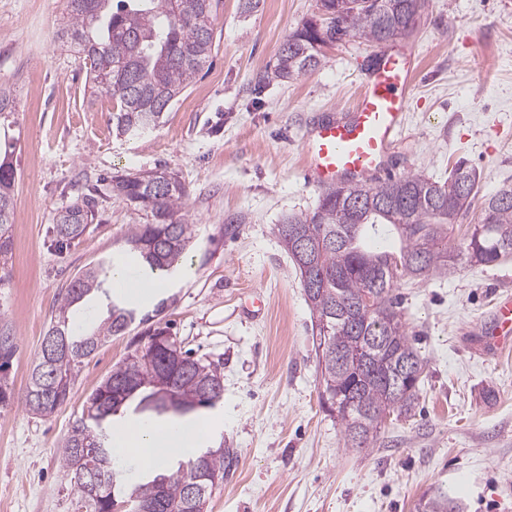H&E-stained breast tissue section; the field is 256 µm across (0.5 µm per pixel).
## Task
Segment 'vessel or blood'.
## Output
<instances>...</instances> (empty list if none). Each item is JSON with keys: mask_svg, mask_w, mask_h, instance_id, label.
<instances>
[{"mask_svg": "<svg viewBox=\"0 0 512 512\" xmlns=\"http://www.w3.org/2000/svg\"><path fill=\"white\" fill-rule=\"evenodd\" d=\"M414 73L412 54L379 52L354 107L346 114L321 119L309 131L304 149L313 183L367 182L384 172L386 158L404 130L407 90ZM490 325V349L512 346L511 295L496 300Z\"/></svg>", "mask_w": 512, "mask_h": 512, "instance_id": "1", "label": "vessel or blood"}]
</instances>
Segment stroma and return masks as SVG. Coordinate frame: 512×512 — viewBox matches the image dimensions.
<instances>
[{
    "label": "stroma",
    "mask_w": 512,
    "mask_h": 512,
    "mask_svg": "<svg viewBox=\"0 0 512 512\" xmlns=\"http://www.w3.org/2000/svg\"><path fill=\"white\" fill-rule=\"evenodd\" d=\"M315 11L316 0L252 9L222 0L212 65L156 129L127 137L112 128L115 100L91 95L84 61L60 38L66 0H0V86L15 98L0 118L15 167L0 323L18 344L14 391L25 390L66 284L118 255L145 221L105 176L164 166L188 190L189 275L139 307L164 304L158 319L183 349L224 368V396L203 412L214 423L205 445L234 449L236 461L207 512H417L438 493L457 512H512V350L488 354L479 341L496 298L512 293V258L473 266L461 257L448 276L399 287L426 366L411 415L388 419L373 447L345 448L320 404L311 312L275 226L316 207L305 137L317 116L353 104L378 49L349 37L315 70L272 77L280 46ZM394 47L415 53L416 75L389 172L443 179L463 158L481 194L512 184V0H427ZM88 193L94 222L82 239L58 243L57 215ZM142 331L131 325L86 359L51 417L0 408V512H79L61 443Z\"/></svg>",
    "instance_id": "obj_1"
}]
</instances>
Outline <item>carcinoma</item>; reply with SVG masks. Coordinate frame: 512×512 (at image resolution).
<instances>
[{"label": "carcinoma", "mask_w": 512, "mask_h": 512, "mask_svg": "<svg viewBox=\"0 0 512 512\" xmlns=\"http://www.w3.org/2000/svg\"><path fill=\"white\" fill-rule=\"evenodd\" d=\"M221 0H67L66 43L91 60L96 94L117 102L112 127L139 136L155 129L173 101L211 64L215 51L213 13ZM426 0H317L318 15L292 32L280 48L273 75L299 77L321 64L324 49L349 36L374 46L414 32ZM112 195L137 208L146 223L128 231L122 258L146 274L170 275L180 268L192 225L182 213L186 186L163 167L111 176ZM14 168L10 147L0 149V266L11 258L8 235L14 215ZM474 168L458 161L448 178L420 173L378 178L372 186L337 184L321 193L309 213L292 214L276 225L277 234L306 294L313 322V346L321 376V401L344 429L347 448H368L378 440L385 418L408 413L420 384L399 376L409 364L421 372L424 361L412 345L395 288L454 268L458 252L473 265H489L512 255V185L477 199ZM478 208L477 222L457 251L448 249L453 225ZM95 211L87 200L61 211L58 241L82 238ZM114 262L83 269L61 293L27 390L24 408L41 417L70 400L83 360L135 320L128 301L112 302L109 316L84 331L73 307L108 285ZM169 326L148 329V342L124 361L89 396L81 417L61 445V466L86 512H111L113 502H129L127 512L159 506V512H207V500H190L182 482L207 456L205 475L224 479L233 457L210 448L133 486L125 483L112 452L108 424L125 403L139 398L138 409L181 419L212 408L224 395L220 364L190 359L189 369L172 376L166 361L175 350L155 337ZM17 351L15 337L0 327V406L15 401L6 369ZM93 455L85 458L81 450ZM100 474L80 478L88 467Z\"/></svg>", "instance_id": "obj_1"}]
</instances>
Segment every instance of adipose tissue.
Segmentation results:
<instances>
[{"label": "adipose tissue", "instance_id": "obj_1", "mask_svg": "<svg viewBox=\"0 0 512 512\" xmlns=\"http://www.w3.org/2000/svg\"><path fill=\"white\" fill-rule=\"evenodd\" d=\"M209 429L206 421L191 428H160L150 424L120 428L115 430L112 443L120 459L133 462L141 469L159 468L171 456L195 454Z\"/></svg>", "mask_w": 512, "mask_h": 512}]
</instances>
